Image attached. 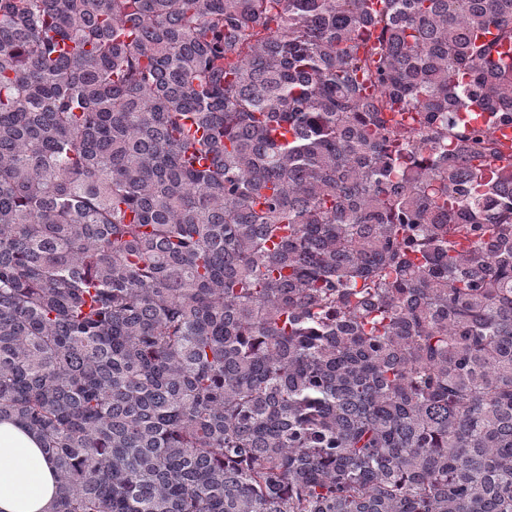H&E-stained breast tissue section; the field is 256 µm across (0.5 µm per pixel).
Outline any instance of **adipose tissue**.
I'll use <instances>...</instances> for the list:
<instances>
[{"mask_svg": "<svg viewBox=\"0 0 512 512\" xmlns=\"http://www.w3.org/2000/svg\"><path fill=\"white\" fill-rule=\"evenodd\" d=\"M55 468L38 438L12 420H0V512H52Z\"/></svg>", "mask_w": 512, "mask_h": 512, "instance_id": "ef3b65f1", "label": "adipose tissue"}]
</instances>
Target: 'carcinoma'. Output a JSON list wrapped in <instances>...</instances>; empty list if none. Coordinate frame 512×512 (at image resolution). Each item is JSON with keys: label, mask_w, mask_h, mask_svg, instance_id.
<instances>
[{"label": "carcinoma", "mask_w": 512, "mask_h": 512, "mask_svg": "<svg viewBox=\"0 0 512 512\" xmlns=\"http://www.w3.org/2000/svg\"><path fill=\"white\" fill-rule=\"evenodd\" d=\"M0 0V420L53 512H512V0Z\"/></svg>", "instance_id": "cac0c4a2"}]
</instances>
